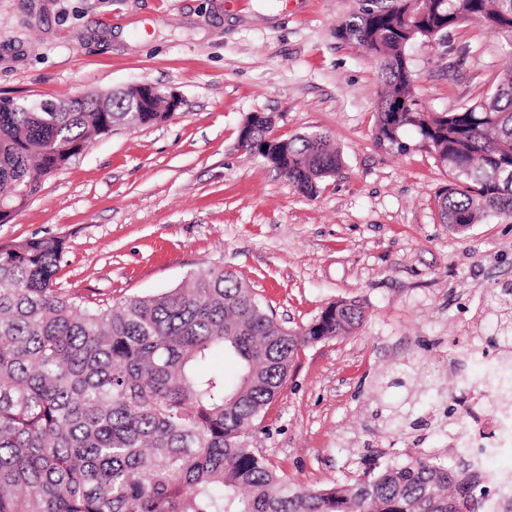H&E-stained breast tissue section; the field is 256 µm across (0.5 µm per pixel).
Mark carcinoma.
I'll use <instances>...</instances> for the list:
<instances>
[{"label":"carcinoma","instance_id":"obj_1","mask_svg":"<svg viewBox=\"0 0 512 512\" xmlns=\"http://www.w3.org/2000/svg\"><path fill=\"white\" fill-rule=\"evenodd\" d=\"M464 21L497 32L512 56V0H390L340 23L336 36L381 61L375 141L406 150L413 129L448 171L439 222L455 233L487 214L512 218V63L474 105L419 107L408 48ZM118 92L87 94L22 112L0 99V195L23 207L42 179L92 139L133 127ZM141 113L142 126L171 113ZM274 117L253 113L238 139L299 192L313 197L342 166L326 132L281 139ZM267 149H262V146ZM57 238L0 247V512H483V476L462 455L421 453L399 467H368L315 489L291 483L249 438L316 336H345L361 303L325 306L306 326L283 328L233 271L207 268L177 287L116 302L81 300L56 287ZM499 334L512 344V283L491 295ZM235 359L236 380L210 367ZM386 424L424 430V419Z\"/></svg>","mask_w":512,"mask_h":512}]
</instances>
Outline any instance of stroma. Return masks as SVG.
<instances>
[{
  "label": "stroma",
  "mask_w": 512,
  "mask_h": 512,
  "mask_svg": "<svg viewBox=\"0 0 512 512\" xmlns=\"http://www.w3.org/2000/svg\"><path fill=\"white\" fill-rule=\"evenodd\" d=\"M368 0H0V98L56 100L149 82L175 91L166 122L116 129L0 223V246L65 244L59 288L120 300L177 287L205 268L237 272L286 327L359 300L364 324L304 347L252 445L302 487L349 477L366 448L381 466L413 453L385 415L448 408L472 337L496 331L491 290L512 283V219L465 234L440 224L448 181L417 135L378 146L380 63L336 27ZM431 112L482 100L504 66L501 38L477 22L410 50ZM288 138L329 133L343 167L298 192L237 147L250 114ZM413 365L401 387L389 376ZM394 451H386V443Z\"/></svg>",
  "instance_id": "stroma-1"
}]
</instances>
